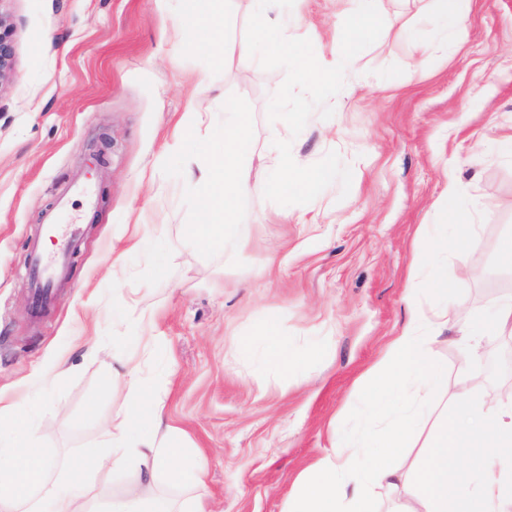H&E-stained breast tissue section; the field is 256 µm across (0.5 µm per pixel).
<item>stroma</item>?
Wrapping results in <instances>:
<instances>
[{
	"instance_id": "1",
	"label": "stroma",
	"mask_w": 512,
	"mask_h": 512,
	"mask_svg": "<svg viewBox=\"0 0 512 512\" xmlns=\"http://www.w3.org/2000/svg\"><path fill=\"white\" fill-rule=\"evenodd\" d=\"M223 2L207 16L184 0H0L15 50L0 83V425L30 416L58 470L105 448L130 404L121 362L135 359L163 405L158 440L188 453L182 483L159 482V512L196 494L209 512H282L298 473L348 427L362 379L409 319L406 297L422 315L466 307L432 347L455 381L495 344L481 323L512 295V271L459 278L499 266L512 233V157L496 151L512 134V0H469L451 54L417 0H381L380 20L349 44L336 37L351 23L338 0H279L282 34L332 70L328 85L300 80L282 53L241 57L250 0ZM219 25L231 45L217 66L194 43ZM228 102L250 117L252 190L231 247L201 251L186 229L205 158L174 141L193 116L199 136L221 130ZM283 151L325 173L317 193L267 191ZM89 170L90 208L71 190ZM451 183L467 209L448 216L436 203ZM63 197L56 234L78 231L81 246L36 317L27 248ZM269 320L305 366L281 374L242 353ZM142 330L151 344L136 343Z\"/></svg>"
}]
</instances>
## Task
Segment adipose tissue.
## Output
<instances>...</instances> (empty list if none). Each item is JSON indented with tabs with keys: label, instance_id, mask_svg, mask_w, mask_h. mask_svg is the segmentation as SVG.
<instances>
[{
	"label": "adipose tissue",
	"instance_id": "ef3b65f1",
	"mask_svg": "<svg viewBox=\"0 0 512 512\" xmlns=\"http://www.w3.org/2000/svg\"><path fill=\"white\" fill-rule=\"evenodd\" d=\"M253 2L258 22L252 40L240 43L239 52L250 53L258 45L284 51L298 62L305 79L324 80L325 72L303 48L271 37L264 19L274 0ZM247 126L245 113L230 110L223 130L211 137L210 162L195 198L198 221L188 228L200 250L223 244L225 229L237 223V200L250 188L241 164ZM430 343L413 322L394 337L366 384L356 413L358 432L337 437L299 474L284 512H507L512 506V405L490 413L473 406L470 387L449 383L444 371L430 363ZM126 369L134 398L127 429L136 440L109 454L97 451L73 459L48 491L43 512H82L88 477L127 464L138 468L139 478L113 502L112 512H148L157 500V472L171 483L180 482L181 449L159 445L154 435L140 432L144 424L160 420L162 405L137 366L130 362ZM436 394L466 408L472 424L465 427L442 416L416 462L407 463L402 449L419 427L423 406ZM31 432L30 419L21 414L8 434L0 435V512L27 502L52 469L42 449L28 442ZM489 442L498 454H483ZM463 446L470 447L469 456H460Z\"/></svg>",
	"mask_w": 512,
	"mask_h": 512
}]
</instances>
